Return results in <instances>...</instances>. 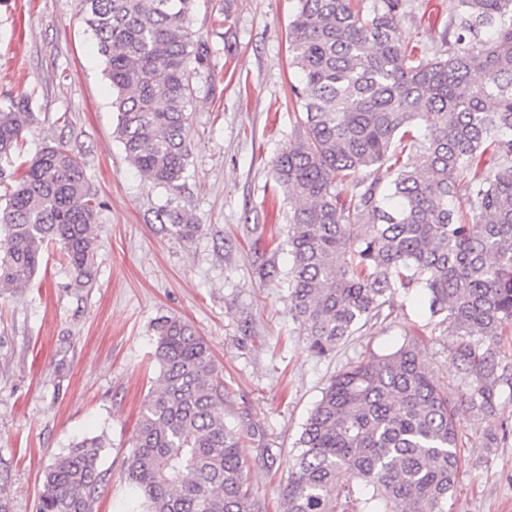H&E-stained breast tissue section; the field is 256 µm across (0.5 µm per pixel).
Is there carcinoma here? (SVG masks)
<instances>
[{"label":"carcinoma","instance_id":"carcinoma-1","mask_svg":"<svg viewBox=\"0 0 512 512\" xmlns=\"http://www.w3.org/2000/svg\"><path fill=\"white\" fill-rule=\"evenodd\" d=\"M194 0H79L112 85L115 137L146 179L182 187L192 72L212 51L189 27ZM410 0H297L288 29L298 131L275 161L299 206L286 245L289 311L325 358L420 291L473 408L512 392L500 361L512 331V0H448L434 51L405 43ZM194 69H189V65ZM36 121L29 96L0 103V158ZM417 146L425 162L401 161ZM0 205V294L29 287L57 245L79 288L93 285L100 203L65 141L41 146ZM465 197L468 210L455 206ZM176 237L201 231L161 211ZM159 375L126 460L123 512H262L246 483L242 434L224 416V378L192 325L155 326ZM461 436L448 389L419 339L329 380L280 488L281 512H448ZM104 448L83 439L45 472L37 512H93Z\"/></svg>","mask_w":512,"mask_h":512}]
</instances>
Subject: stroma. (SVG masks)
Instances as JSON below:
<instances>
[{"mask_svg":"<svg viewBox=\"0 0 512 512\" xmlns=\"http://www.w3.org/2000/svg\"><path fill=\"white\" fill-rule=\"evenodd\" d=\"M406 42L432 45L448 0H414ZM296 0H195L191 28L214 48L211 92L189 109L191 155L173 192L145 179L113 131L112 88L78 0H0V102L29 95L38 120L20 154L0 159V196L42 144L69 141L82 158L97 214L96 279L75 287L58 248L29 288L0 296V489L11 512H35L44 471L73 441L102 437L108 482L94 512H119L139 412L159 367V318L189 322L224 376V411L245 434L247 482L265 512L302 427L329 379L370 352L421 340L448 388L463 436L448 512H512V396L494 412L469 403L452 362L457 339L428 326L422 296L398 294L387 319L318 358L286 302L285 244L294 207L273 161L296 131L288 24ZM191 213L201 232L170 235L157 214ZM497 442L486 447L487 434ZM279 459L261 464L262 449Z\"/></svg>","mask_w":512,"mask_h":512,"instance_id":"stroma-1","label":"stroma"}]
</instances>
